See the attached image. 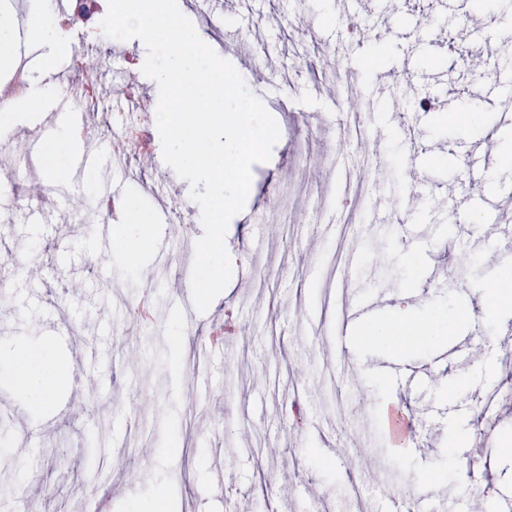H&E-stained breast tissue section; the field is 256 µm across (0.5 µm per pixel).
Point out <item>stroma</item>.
I'll return each mask as SVG.
<instances>
[{"label": "stroma", "instance_id": "1", "mask_svg": "<svg viewBox=\"0 0 512 512\" xmlns=\"http://www.w3.org/2000/svg\"><path fill=\"white\" fill-rule=\"evenodd\" d=\"M200 38L234 65L280 129L269 161L252 167L244 210L226 234L232 279L201 313L181 324L176 292L189 289L193 246L203 228L185 194L186 182L163 163L155 119L142 125L155 147L154 160L133 155L112 161L113 134L100 120L97 103L125 112L142 105L151 114L157 83L142 72L137 40L113 46L100 33L103 13L74 20L70 0H52L65 21L66 52L21 42L32 67L0 70V99L28 95L33 83H80L82 68L99 62L96 103H83L82 142L97 149L98 162L79 178L71 201L49 185L50 170L71 167L75 148L59 131L46 136L25 166L17 159L36 130L33 121L0 133V183L13 187L17 203H0V263L20 255L55 267L54 278L32 285L12 279L8 307H0V359L15 349L47 343L65 371L52 380L48 407L39 408L0 375V452L11 468L0 482H17L23 502L1 503L0 512H91L82 487L94 485L107 512H217L227 502L236 512H387L402 489L420 497L433 481L441 489L437 512H501L512 498V339L497 335L512 320V306L485 319L479 300L485 289L512 270V235H475L472 209L461 197L470 155L486 152L489 165L479 183L485 194L512 186L503 152L512 128L475 75L483 69L473 25L494 21L512 26V11L479 0H362L358 13L368 28L350 35L344 7L336 0H253L248 11L203 14L194 0H178ZM254 41L262 31L276 69L243 56L225 42L226 31ZM459 51L448 56L447 43ZM339 50L364 91L358 111L368 113L369 149L378 153L374 190L365 202L370 228L347 224L348 208L331 192L343 114L336 93L314 98L315 69L296 64L304 49ZM409 66L406 90L388 89V75ZM479 120L462 123L463 107ZM120 192V211L102 216L93 198L104 182ZM422 197L407 201L410 183ZM43 203L41 228L29 209ZM112 241L98 245L102 222ZM332 224L336 235L304 244L300 226ZM361 254L356 265L333 270L332 254ZM168 267H160V256ZM432 305L440 314L437 340L387 348L367 340V320L349 328L350 372L337 374L334 340L345 303L370 298L377 315L397 304ZM149 297L152 322L134 310ZM468 310L458 321L460 310ZM235 325L222 352L196 379L190 364L197 341L222 322ZM480 342L484 362L456 357L454 346ZM128 353L113 366L111 350ZM105 387L71 396L69 371L88 357ZM498 386L499 404L485 414L486 388ZM400 405L412 423L414 443L390 446L382 399ZM72 400V413L57 407ZM469 439L449 452L448 438ZM224 474V499L213 498L214 475Z\"/></svg>", "mask_w": 512, "mask_h": 512}]
</instances>
